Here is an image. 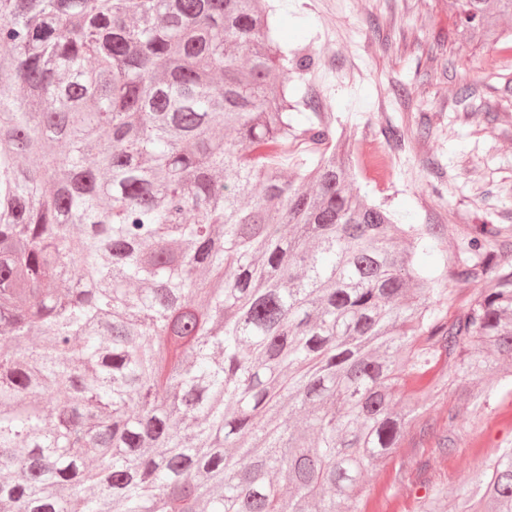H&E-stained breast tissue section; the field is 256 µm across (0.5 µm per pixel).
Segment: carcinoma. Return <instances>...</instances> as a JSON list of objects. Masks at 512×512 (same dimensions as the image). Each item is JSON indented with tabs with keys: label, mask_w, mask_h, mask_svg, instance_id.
<instances>
[{
	"label": "carcinoma",
	"mask_w": 512,
	"mask_h": 512,
	"mask_svg": "<svg viewBox=\"0 0 512 512\" xmlns=\"http://www.w3.org/2000/svg\"><path fill=\"white\" fill-rule=\"evenodd\" d=\"M448 7L459 49L509 48L512 0ZM0 45L13 512H365V473L450 384L477 414L512 378L506 230L469 239L454 275L490 287L447 320L454 289L414 262L442 233L368 203L330 126L292 111L288 74L317 63L264 0H0ZM418 512H512V445Z\"/></svg>",
	"instance_id": "carcinoma-1"
}]
</instances>
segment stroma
Here are the masks:
<instances>
[{"instance_id":"stroma-1","label":"stroma","mask_w":512,"mask_h":512,"mask_svg":"<svg viewBox=\"0 0 512 512\" xmlns=\"http://www.w3.org/2000/svg\"><path fill=\"white\" fill-rule=\"evenodd\" d=\"M275 19L289 47H307L318 66L289 79L293 101L312 94L337 138L361 165L355 187L394 212L398 223L447 228L425 239L415 262L455 291V318L477 290L455 277L475 264L467 240L482 224L512 228V50L474 45L459 53L447 34L448 0H277ZM476 95L471 112L456 99L462 83ZM404 132L388 142L387 126ZM427 134H419V127ZM451 455L432 446L403 448L365 475L366 512H416L425 484L457 494L484 455L512 444V387L500 388Z\"/></svg>"}]
</instances>
